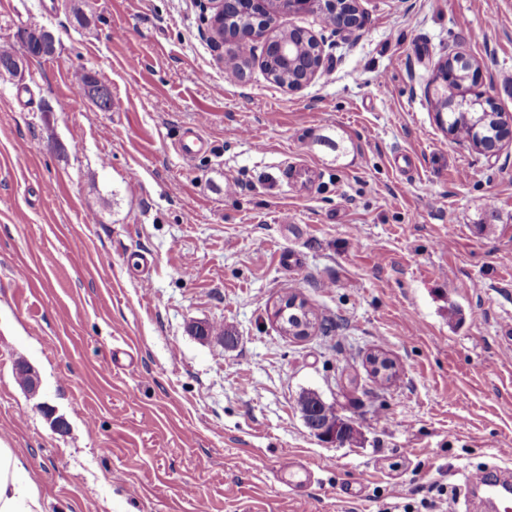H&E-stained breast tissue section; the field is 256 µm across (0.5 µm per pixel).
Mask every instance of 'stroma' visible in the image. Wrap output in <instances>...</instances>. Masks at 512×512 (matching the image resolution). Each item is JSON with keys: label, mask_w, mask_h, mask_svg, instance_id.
Segmentation results:
<instances>
[{"label": "stroma", "mask_w": 512, "mask_h": 512, "mask_svg": "<svg viewBox=\"0 0 512 512\" xmlns=\"http://www.w3.org/2000/svg\"><path fill=\"white\" fill-rule=\"evenodd\" d=\"M87 4L83 28L70 0H0V41L56 37L0 75V441L45 512H464L470 472L512 469V145L454 141L431 92L460 52L512 114V0H361L348 35L288 15L325 41L298 92L256 58L227 76L198 0ZM81 68L111 111L71 92ZM286 161L321 176L291 189ZM288 292L322 329L280 333ZM306 392L356 438L318 439ZM287 456L311 484L279 482ZM315 44L316 55L318 56V64L317 65H309L304 69L303 74L292 83L288 84V80H291L295 76V71L293 70H285L278 69L276 67H270L269 70H265L264 72L268 79H270L273 83L277 85H282L286 82L282 87L287 88L290 91H297L311 83L316 76L318 75L324 60V50L321 42L314 36L310 35Z\"/></svg>", "instance_id": "1"}]
</instances>
